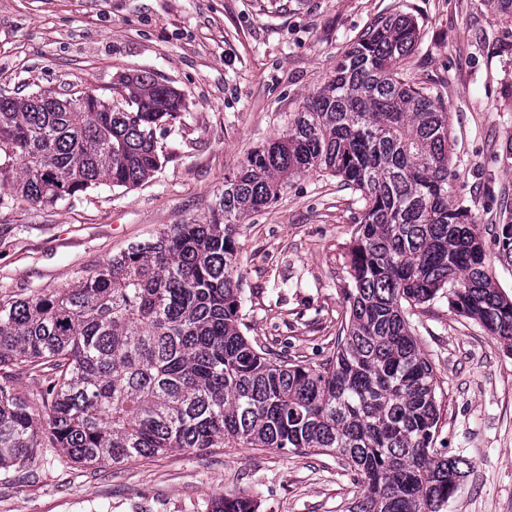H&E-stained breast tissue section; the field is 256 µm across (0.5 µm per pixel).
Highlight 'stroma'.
Wrapping results in <instances>:
<instances>
[{
	"label": "stroma",
	"instance_id": "1",
	"mask_svg": "<svg viewBox=\"0 0 512 512\" xmlns=\"http://www.w3.org/2000/svg\"><path fill=\"white\" fill-rule=\"evenodd\" d=\"M420 28L407 74L449 113L456 199L482 228L499 289L512 297V18L497 0H0V88L102 93L146 72L185 96L169 156L143 184L100 186L53 206L0 207V299L46 294L129 244L207 215L248 154L285 131L337 58L380 17ZM362 213L324 173L291 178L239 226L247 335L271 355L318 366L346 320L345 247ZM414 335L443 400L450 455L472 464L444 512H512V346L437 301ZM0 469V512H207L248 491L258 512H346L357 488L331 452L175 449L119 467L63 465L55 449Z\"/></svg>",
	"mask_w": 512,
	"mask_h": 512
}]
</instances>
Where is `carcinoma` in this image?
Segmentation results:
<instances>
[{
  "mask_svg": "<svg viewBox=\"0 0 512 512\" xmlns=\"http://www.w3.org/2000/svg\"><path fill=\"white\" fill-rule=\"evenodd\" d=\"M419 35L409 15L379 18L284 133L224 177L203 220L129 245L70 288L0 300V468L45 448L114 467L174 448L317 449L353 468L347 512H442L472 464L439 440L437 381L408 308L442 300L512 344V299L454 199L448 111L402 76ZM184 108L147 74L120 76L108 94L0 97V206L143 183L168 159ZM310 171L363 202L349 320L318 369L249 342L237 275L241 217ZM21 374L38 381L31 400ZM209 512H257L256 501L217 497Z\"/></svg>",
  "mask_w": 512,
  "mask_h": 512,
  "instance_id": "obj_1",
  "label": "carcinoma"
}]
</instances>
